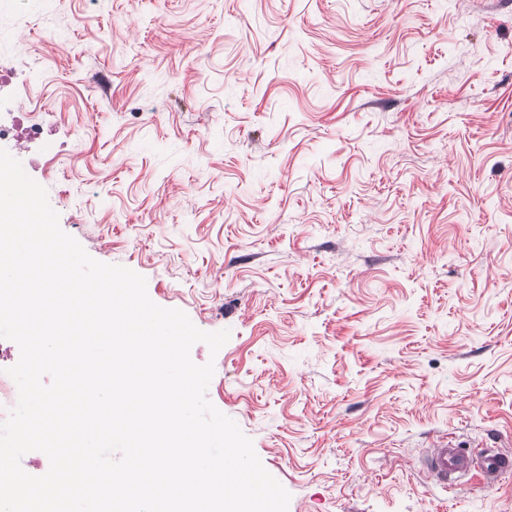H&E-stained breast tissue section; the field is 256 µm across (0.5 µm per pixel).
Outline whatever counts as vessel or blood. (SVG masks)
Masks as SVG:
<instances>
[{"label": "vessel or blood", "mask_w": 512, "mask_h": 512, "mask_svg": "<svg viewBox=\"0 0 512 512\" xmlns=\"http://www.w3.org/2000/svg\"><path fill=\"white\" fill-rule=\"evenodd\" d=\"M423 465L429 478L445 488L455 489L474 474L491 489L512 475V453L496 447L472 453L456 444L453 436L446 435L427 449Z\"/></svg>", "instance_id": "obj_1"}]
</instances>
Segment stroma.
Here are the masks:
<instances>
[{"instance_id": "stroma-1", "label": "stroma", "mask_w": 512, "mask_h": 512, "mask_svg": "<svg viewBox=\"0 0 512 512\" xmlns=\"http://www.w3.org/2000/svg\"><path fill=\"white\" fill-rule=\"evenodd\" d=\"M61 229L202 331L288 512H512V0H14ZM105 72L110 95L89 78ZM484 448L472 453L454 442L452 434L439 438L427 449L423 456V465L428 477L437 483L454 490L462 480L477 475L486 488L496 487L512 473V453L499 449L504 446ZM476 474H473V472Z\"/></svg>"}]
</instances>
